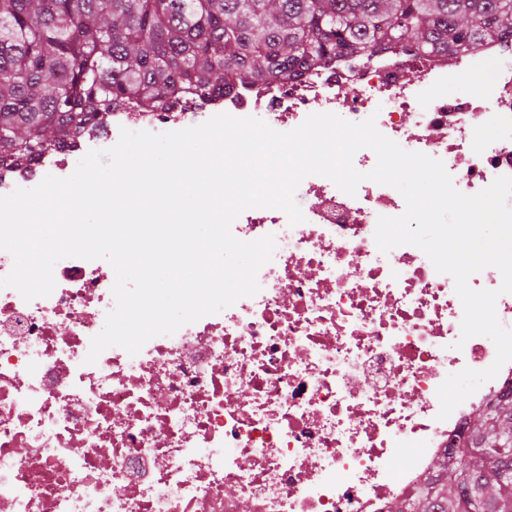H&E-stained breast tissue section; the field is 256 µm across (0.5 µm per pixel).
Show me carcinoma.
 I'll list each match as a JSON object with an SVG mask.
<instances>
[{
	"instance_id": "cac0c4a2",
	"label": "carcinoma",
	"mask_w": 512,
	"mask_h": 512,
	"mask_svg": "<svg viewBox=\"0 0 512 512\" xmlns=\"http://www.w3.org/2000/svg\"><path fill=\"white\" fill-rule=\"evenodd\" d=\"M512 39V0H0V168L25 166L105 126L112 105L284 81L386 45L476 52ZM471 447L390 512H512V397Z\"/></svg>"
}]
</instances>
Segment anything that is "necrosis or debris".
I'll return each mask as SVG.
<instances>
[{
    "label": "necrosis or debris",
    "instance_id": "necrosis-or-debris-1",
    "mask_svg": "<svg viewBox=\"0 0 512 512\" xmlns=\"http://www.w3.org/2000/svg\"><path fill=\"white\" fill-rule=\"evenodd\" d=\"M213 107L283 133L314 113L375 118L466 194L512 176V39L453 56L339 57L165 112L117 106L109 135L85 130L71 150L105 149L124 128L198 125ZM67 167L53 150L2 168L0 195ZM300 189L303 222L259 207L231 225L239 240L275 241L259 292L136 355L111 347L85 361L114 306L102 260L58 262L47 297L0 289V512H388L461 447L471 414L512 392V362L438 420V387L488 368L493 342L461 340L454 280L421 249H378V218L405 210L396 189L365 180L350 196L320 175Z\"/></svg>",
    "mask_w": 512,
    "mask_h": 512
}]
</instances>
